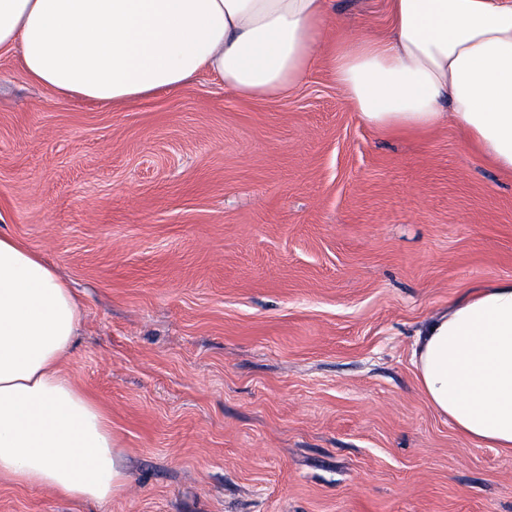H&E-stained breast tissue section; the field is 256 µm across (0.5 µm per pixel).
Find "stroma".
Returning a JSON list of instances; mask_svg holds the SVG:
<instances>
[{"label": "stroma", "mask_w": 512, "mask_h": 512, "mask_svg": "<svg viewBox=\"0 0 512 512\" xmlns=\"http://www.w3.org/2000/svg\"><path fill=\"white\" fill-rule=\"evenodd\" d=\"M331 39L390 0H331ZM0 233L78 291L65 368L112 422L107 505L0 512H512V453L422 393L415 333L512 278V171L457 127L369 126L324 66L280 99L207 73L115 110L0 52Z\"/></svg>", "instance_id": "1"}]
</instances>
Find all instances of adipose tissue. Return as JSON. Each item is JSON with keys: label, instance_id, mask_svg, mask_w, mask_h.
Listing matches in <instances>:
<instances>
[{"label": "adipose tissue", "instance_id": "obj_1", "mask_svg": "<svg viewBox=\"0 0 512 512\" xmlns=\"http://www.w3.org/2000/svg\"><path fill=\"white\" fill-rule=\"evenodd\" d=\"M330 0H0V51L62 100L123 107L206 71L275 99L326 62L377 129L454 123L512 171V0H391L381 39L329 47ZM82 309L42 254L0 235V478L110 503L126 488L109 418L66 372ZM412 360L463 437L512 451V279L418 330Z\"/></svg>", "mask_w": 512, "mask_h": 512}]
</instances>
